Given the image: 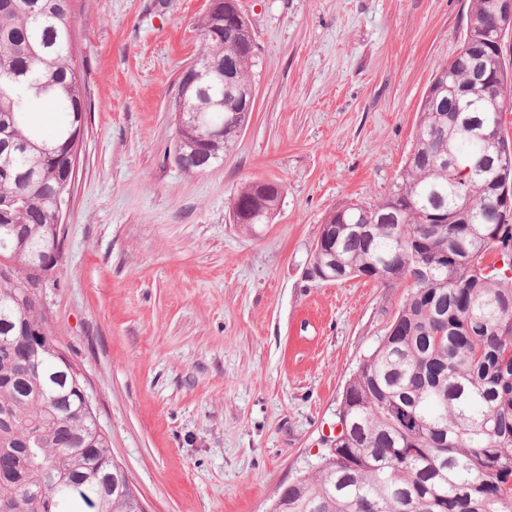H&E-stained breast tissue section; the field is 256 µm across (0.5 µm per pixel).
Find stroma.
I'll return each instance as SVG.
<instances>
[{
    "label": "stroma",
    "mask_w": 512,
    "mask_h": 512,
    "mask_svg": "<svg viewBox=\"0 0 512 512\" xmlns=\"http://www.w3.org/2000/svg\"><path fill=\"white\" fill-rule=\"evenodd\" d=\"M86 114L40 295L146 512H269L336 433L351 376L407 297L307 277L328 213L386 195L469 0H239L259 65L223 164L173 159L209 0H72ZM279 180L256 232L240 186ZM284 186L274 180L245 182L232 203V220L247 231H255L258 224H269L280 207ZM236 214H234V211Z\"/></svg>",
    "instance_id": "1"
}]
</instances>
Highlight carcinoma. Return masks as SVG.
Instances as JSON below:
<instances>
[{"mask_svg":"<svg viewBox=\"0 0 512 512\" xmlns=\"http://www.w3.org/2000/svg\"><path fill=\"white\" fill-rule=\"evenodd\" d=\"M199 19V63L231 83L224 111L180 84L187 112L224 124L208 142L179 139L176 163L202 172L246 129L258 56L237 0ZM498 0H471L463 39L422 98L414 143L393 189L322 223L309 268L336 253V282L405 286L408 297L351 377L338 418L348 435L288 485L281 512H512V214L495 221L494 184L512 185V72L494 41ZM71 0H0V512H135L137 497L93 409L54 353L37 293L57 262L51 200L72 180L83 79L73 55ZM482 52L492 84L471 79ZM59 107L54 131L33 105ZM498 130L474 139L468 115ZM284 186L249 181L233 223L268 224Z\"/></svg>","mask_w":512,"mask_h":512,"instance_id":"obj_1","label":"carcinoma"}]
</instances>
